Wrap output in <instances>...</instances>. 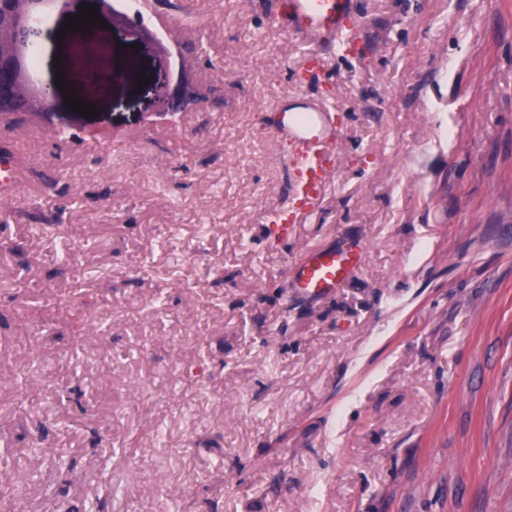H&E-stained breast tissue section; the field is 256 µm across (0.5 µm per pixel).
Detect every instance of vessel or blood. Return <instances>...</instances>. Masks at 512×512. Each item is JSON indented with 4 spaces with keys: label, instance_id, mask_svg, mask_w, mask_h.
Returning a JSON list of instances; mask_svg holds the SVG:
<instances>
[{
    "label": "vessel or blood",
    "instance_id": "1",
    "mask_svg": "<svg viewBox=\"0 0 512 512\" xmlns=\"http://www.w3.org/2000/svg\"><path fill=\"white\" fill-rule=\"evenodd\" d=\"M275 22L289 33L313 42L332 41L337 52L343 54L361 18L356 0H288L286 13L277 16ZM281 128L298 146L289 161L295 173L293 201L297 208L306 209L320 197L333 171L329 147L336 138L333 111L324 105L305 103L298 110L284 113ZM17 186L14 156L1 154L0 195H12ZM362 254L363 249L357 244L313 252L294 269L291 285L311 297L331 294L343 285Z\"/></svg>",
    "mask_w": 512,
    "mask_h": 512
}]
</instances>
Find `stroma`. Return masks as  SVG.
<instances>
[{"mask_svg":"<svg viewBox=\"0 0 512 512\" xmlns=\"http://www.w3.org/2000/svg\"><path fill=\"white\" fill-rule=\"evenodd\" d=\"M357 9L340 55L282 0L160 4L163 39L114 21L96 117L0 127V512H512V0ZM131 58L205 102L146 113ZM300 97L335 170L275 247ZM18 186V176L14 164V153L0 155V194L4 199L12 195ZM362 254L357 243L313 252L293 270L291 286L311 297L329 295L343 285Z\"/></svg>","mask_w":512,"mask_h":512,"instance_id":"35a3bbf8","label":"stroma"}]
</instances>
